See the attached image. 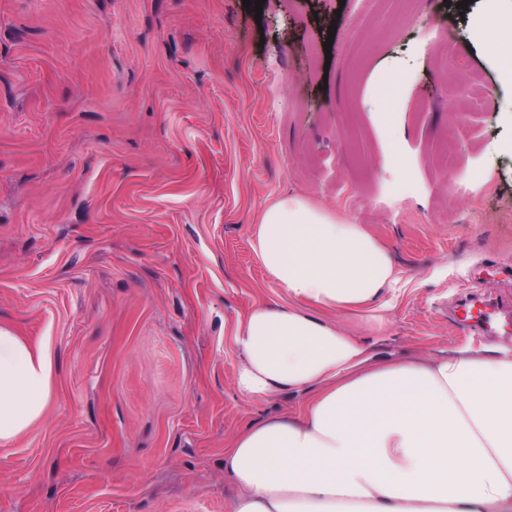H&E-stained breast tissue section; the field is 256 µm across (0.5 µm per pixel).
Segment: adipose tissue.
Here are the masks:
<instances>
[{
	"mask_svg": "<svg viewBox=\"0 0 512 512\" xmlns=\"http://www.w3.org/2000/svg\"><path fill=\"white\" fill-rule=\"evenodd\" d=\"M250 245L287 304H256L233 330L234 386L300 401L249 422L224 450L232 512H512V348L379 355L346 321L384 322L400 281L363 225L292 194ZM52 358L0 328V443L37 422Z\"/></svg>",
	"mask_w": 512,
	"mask_h": 512,
	"instance_id": "1",
	"label": "adipose tissue"
}]
</instances>
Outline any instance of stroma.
Returning <instances> with one entry per match:
<instances>
[{
  "instance_id": "1",
  "label": "stroma",
  "mask_w": 512,
  "mask_h": 512,
  "mask_svg": "<svg viewBox=\"0 0 512 512\" xmlns=\"http://www.w3.org/2000/svg\"><path fill=\"white\" fill-rule=\"evenodd\" d=\"M492 7L0 0V326L53 361L42 418L0 444V512H231L225 446L297 408L234 387L236 320L287 302L249 243L284 195L390 250L379 351L512 348ZM474 297L498 313L478 333Z\"/></svg>"
}]
</instances>
